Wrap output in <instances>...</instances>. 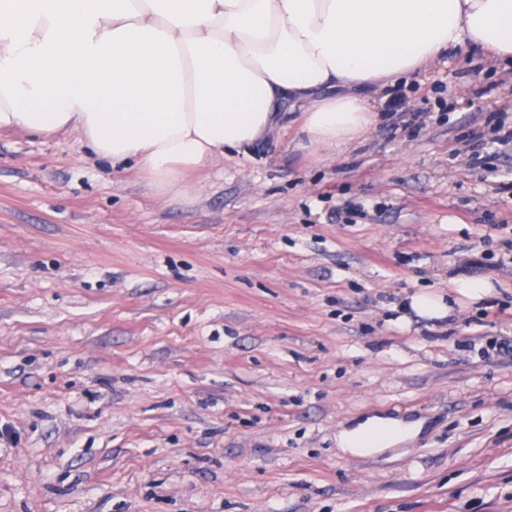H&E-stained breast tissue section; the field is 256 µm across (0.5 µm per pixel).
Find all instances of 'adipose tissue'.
Returning <instances> with one entry per match:
<instances>
[{"mask_svg":"<svg viewBox=\"0 0 512 512\" xmlns=\"http://www.w3.org/2000/svg\"><path fill=\"white\" fill-rule=\"evenodd\" d=\"M464 48L512 61V0H0V129L79 131L159 191L243 153L304 104L309 146L342 149L378 120L369 88ZM373 416L352 455L410 439Z\"/></svg>","mask_w":512,"mask_h":512,"instance_id":"adipose-tissue-1","label":"adipose tissue"}]
</instances>
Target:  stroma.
Returning a JSON list of instances; mask_svg holds the SVG:
<instances>
[{
  "label": "stroma",
  "mask_w": 512,
  "mask_h": 512,
  "mask_svg": "<svg viewBox=\"0 0 512 512\" xmlns=\"http://www.w3.org/2000/svg\"><path fill=\"white\" fill-rule=\"evenodd\" d=\"M373 102L337 153L288 108L185 197L0 131V512H512V63ZM458 277L494 297L397 322ZM374 414L423 428L343 452Z\"/></svg>",
  "instance_id": "obj_1"
}]
</instances>
